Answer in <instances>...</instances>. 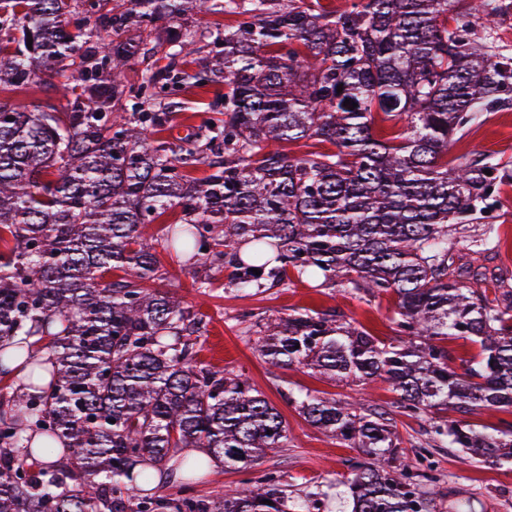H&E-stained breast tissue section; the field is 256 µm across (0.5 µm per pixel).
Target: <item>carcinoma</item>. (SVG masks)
Listing matches in <instances>:
<instances>
[{"mask_svg": "<svg viewBox=\"0 0 512 512\" xmlns=\"http://www.w3.org/2000/svg\"><path fill=\"white\" fill-rule=\"evenodd\" d=\"M498 9L122 0L106 11L103 0H0V89L33 83L42 67L66 101L0 102V369L22 372L21 392L0 394V512H128L133 499L138 512H288L271 475L216 501L153 494L156 470L206 469L174 463L179 448L247 469L288 447L281 413L244 374L196 361L200 314L145 286L164 275L147 240L172 207L182 218L162 228V247L207 271L201 288L228 269L229 286L258 293L288 286L293 271L395 297L388 343L323 313L258 324L252 347L271 366L382 380L409 418L512 408V291L491 303L455 278L448 254L456 226L485 218L512 185L509 162L448 166L452 141L512 106V56H493L475 32L492 30ZM202 10L237 17L214 38L209 67L224 75V119L154 139L169 122L177 59L201 39L177 34L168 63L130 84L125 66L139 46L105 43L102 31L135 22L150 39L155 19ZM378 117L404 130L381 139ZM308 139L335 150H288ZM198 165L212 173L190 176ZM450 336L479 347L461 373L449 365ZM44 340L50 367L29 354ZM288 400L366 453L344 481L352 512H432L436 479L407 463L387 412L308 393ZM430 433L470 460L512 464V427L430 417Z\"/></svg>", "mask_w": 512, "mask_h": 512, "instance_id": "cac0c4a2", "label": "carcinoma"}]
</instances>
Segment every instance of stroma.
Wrapping results in <instances>:
<instances>
[{"instance_id":"35a3bbf8","label":"stroma","mask_w":512,"mask_h":512,"mask_svg":"<svg viewBox=\"0 0 512 512\" xmlns=\"http://www.w3.org/2000/svg\"><path fill=\"white\" fill-rule=\"evenodd\" d=\"M234 23L233 16L208 12L189 18L157 19L156 37L166 38L169 30L181 28L196 33H217ZM208 52L188 57L180 63L182 80L170 88V132L185 135L199 123L202 113L223 111L224 77L215 75L206 85L193 79L207 62ZM487 154L512 160V108L487 114L482 123L450 146L449 159ZM455 267L463 271V282L495 290L512 291V186L503 189L498 204L488 218L468 225L466 231L448 240ZM164 279L152 282L153 290L165 293L182 305L194 306L207 324L197 340V361L214 369L239 370L251 377L254 386L281 412L288 427V445L269 454L247 470L219 468L194 484V495L215 498L240 488L244 481H257L264 473H275L292 500L317 503L319 512H348L342 498L341 481L352 464L363 460L361 449L341 445L336 439L311 426L288 400L289 393L316 392L340 400L361 401L385 411L393 409L395 393L383 382L370 385L339 386L306 368L269 367L253 352L251 340L256 321L285 317L295 311L334 312L356 323L372 336L392 340L395 301L392 296L354 295L340 287L308 277L288 287H274L259 294L226 288V275H219L212 288H198L199 268L185 264L167 252H160ZM393 423L405 442L425 445L426 463L440 476L434 497V512H449L457 500L467 498L473 512H512V466L469 462L454 448L429 441L427 421L395 415Z\"/></svg>"}]
</instances>
